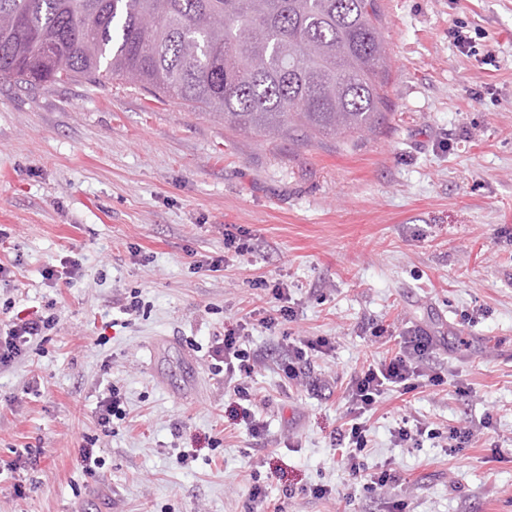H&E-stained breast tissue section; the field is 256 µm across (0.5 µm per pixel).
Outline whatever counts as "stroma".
<instances>
[{
    "instance_id": "obj_1",
    "label": "stroma",
    "mask_w": 512,
    "mask_h": 512,
    "mask_svg": "<svg viewBox=\"0 0 512 512\" xmlns=\"http://www.w3.org/2000/svg\"><path fill=\"white\" fill-rule=\"evenodd\" d=\"M387 45L385 122L341 142L263 139L122 80L31 89L0 76V307L54 314L44 341L0 366V512H248L253 482L286 512H512V0H377ZM466 27L477 55L450 33ZM246 232L252 253L224 248ZM225 255L218 272L195 263ZM76 262L47 281L48 266ZM254 324L267 430L227 418L208 350L242 311ZM146 306L119 327L126 296ZM436 341L426 369L445 382L388 392L371 417L369 488L331 445L341 388L387 346L377 326ZM334 349L287 385L290 340ZM126 416L98 406L111 386ZM449 431V450L395 441L402 416ZM100 464L86 472L84 448ZM195 460L181 465L180 450ZM325 485L331 493L313 498ZM125 395L117 386H112L108 396L102 399L98 411V423L110 426L112 417L121 420L125 417Z\"/></svg>"
}]
</instances>
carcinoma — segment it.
<instances>
[{"mask_svg":"<svg viewBox=\"0 0 512 512\" xmlns=\"http://www.w3.org/2000/svg\"><path fill=\"white\" fill-rule=\"evenodd\" d=\"M376 0H0V75L127 80L257 136L386 119Z\"/></svg>","mask_w":512,"mask_h":512,"instance_id":"obj_1","label":"carcinoma"}]
</instances>
